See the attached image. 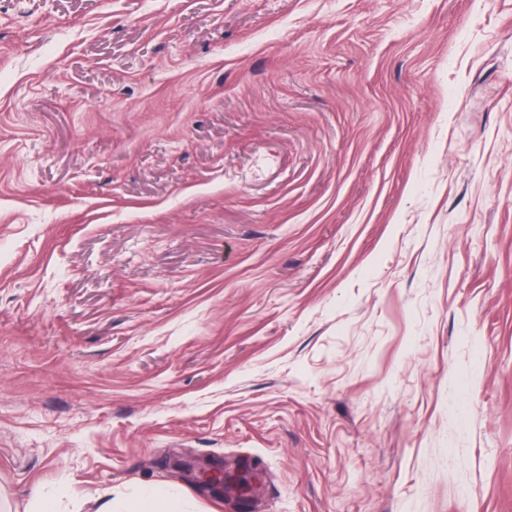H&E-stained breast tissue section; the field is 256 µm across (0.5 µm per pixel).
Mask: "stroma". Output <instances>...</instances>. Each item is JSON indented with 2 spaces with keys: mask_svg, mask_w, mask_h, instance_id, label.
Returning a JSON list of instances; mask_svg holds the SVG:
<instances>
[{
  "mask_svg": "<svg viewBox=\"0 0 512 512\" xmlns=\"http://www.w3.org/2000/svg\"><path fill=\"white\" fill-rule=\"evenodd\" d=\"M512 512V0H0L12 512Z\"/></svg>",
  "mask_w": 512,
  "mask_h": 512,
  "instance_id": "1",
  "label": "stroma"
}]
</instances>
